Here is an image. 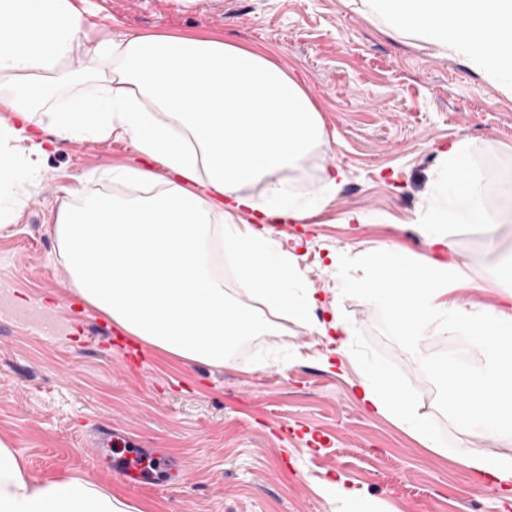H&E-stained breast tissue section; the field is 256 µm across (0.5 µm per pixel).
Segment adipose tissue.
<instances>
[{
  "label": "adipose tissue",
  "mask_w": 512,
  "mask_h": 512,
  "mask_svg": "<svg viewBox=\"0 0 512 512\" xmlns=\"http://www.w3.org/2000/svg\"><path fill=\"white\" fill-rule=\"evenodd\" d=\"M361 11L395 34L467 58L512 94V0H360ZM89 20L71 0H0V220L37 191L51 126L61 140L128 137L163 170L126 165L116 186H151L145 196L101 194L63 204L54 229L59 256L79 301L126 335L183 360L221 367L253 336L276 335L273 311L308 320L317 300L296 257L276 248L265 224L304 219L336 194L328 173L315 200L291 197L288 174L303 170L326 141L305 88L264 54L215 38L115 34L85 46L91 92L73 93L66 66ZM438 195L418 226L429 246L452 224L495 230L468 141L454 142L432 172ZM262 186L257 205L250 189ZM255 211L257 225L238 222ZM229 253L240 292L225 290L215 256ZM337 274L364 273L354 287L383 309L396 335L461 336L484 355L436 368L454 395L448 408L464 431L512 442V309L468 306L454 294L469 283L466 266L433 256L419 263L379 248L334 255ZM363 401L415 429L412 410L381 366L361 368ZM0 512H133L86 475L30 476L11 442L0 439Z\"/></svg>",
  "instance_id": "adipose-tissue-1"
}]
</instances>
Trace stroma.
Instances as JSON below:
<instances>
[{
	"instance_id": "stroma-1",
	"label": "stroma",
	"mask_w": 512,
	"mask_h": 512,
	"mask_svg": "<svg viewBox=\"0 0 512 512\" xmlns=\"http://www.w3.org/2000/svg\"><path fill=\"white\" fill-rule=\"evenodd\" d=\"M96 15L80 41L113 33L217 37L272 58L307 89L326 143L290 188L318 189L325 170L343 184L320 213L274 229L317 294L312 320H289L286 338H255L232 363L210 367L137 343L87 306L73 285L53 231L71 191L136 162L127 137L62 141L43 159L37 194L0 229V438L32 477L83 474L142 512H338L328 480L346 479L364 512H512V498L485 491L459 463L486 455L512 462V445L460 431L444 387L421 356L476 364L480 351L453 336L410 343L386 313L356 292L337 294L331 254L367 247L420 261L427 246L417 217L433 195L440 151L471 145L496 235L478 224L448 230L451 256L472 279L464 304L490 305L512 292V95L462 58L436 56L417 41L368 20L349 0H74ZM341 315L351 347L327 344L315 322ZM335 365L324 368L322 356ZM385 367L407 393L421 427L440 449L391 418L369 412L349 358ZM143 448H165L189 474L172 489L132 486L113 469L122 449L85 444L96 423Z\"/></svg>"
}]
</instances>
